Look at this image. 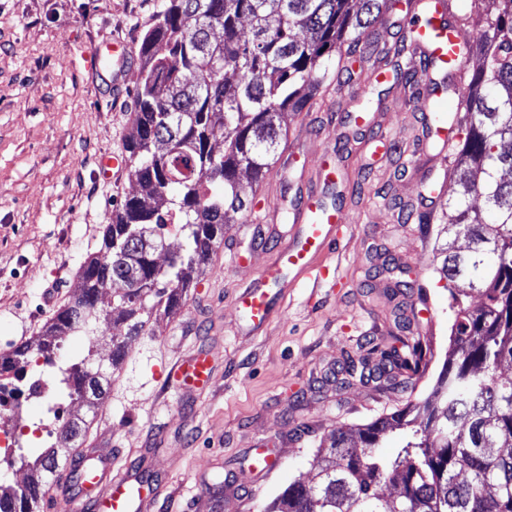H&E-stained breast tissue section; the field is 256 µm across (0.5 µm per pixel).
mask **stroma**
Masks as SVG:
<instances>
[{
    "mask_svg": "<svg viewBox=\"0 0 512 512\" xmlns=\"http://www.w3.org/2000/svg\"><path fill=\"white\" fill-rule=\"evenodd\" d=\"M159 0H0V354L41 331L68 303L77 274L101 246L113 210L135 193L131 171L98 180L107 152H124L134 97L113 102L106 88L112 64L90 76L83 55L98 38L137 44L154 23ZM390 18L360 39L361 70L347 88L311 99L287 118L288 142L315 155L335 152L337 189L348 224L334 254L337 283L288 292L283 314L265 330L244 335L237 294L260 260L231 261L253 244L251 224H230L224 242L174 317L126 337L122 363L103 409L62 399L72 417L89 423L81 443L133 453L159 473L163 491L152 512H263L289 483L306 478L332 429L354 428L402 409L410 396L429 394L450 345L448 290L436 266L448 239L440 219L456 185L447 163H434L421 103L404 80L368 86L365 72L385 66ZM369 109L391 147L373 151L357 139L353 114ZM328 185L312 168L259 185L276 208L266 230L277 236L282 214L308 189ZM429 213L431 224L416 214ZM111 330L71 336L54 363L80 361L89 348L107 357ZM428 340L434 359L407 389L395 373L350 378L345 368L393 337ZM206 348L214 385L202 394L170 384L164 368ZM282 450L280 466L240 496L200 505L196 482L236 478L246 451Z\"/></svg>",
    "mask_w": 512,
    "mask_h": 512,
    "instance_id": "35a3bbf8",
    "label": "stroma"
}]
</instances>
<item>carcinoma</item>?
<instances>
[{
    "instance_id": "obj_1",
    "label": "carcinoma",
    "mask_w": 512,
    "mask_h": 512,
    "mask_svg": "<svg viewBox=\"0 0 512 512\" xmlns=\"http://www.w3.org/2000/svg\"><path fill=\"white\" fill-rule=\"evenodd\" d=\"M487 2L476 61L460 75L469 93L454 163L466 169L444 215L468 247L447 242L436 268L451 299V350L427 397L334 429L308 480L289 484L263 512H512V178L503 177L512 171V0ZM393 8L392 0H163L136 45L141 77L126 152L139 192L113 213L74 298L14 350L16 379L49 393L55 378L26 366L49 361L59 340L100 322L133 336L177 313L224 243V225L248 220L241 176L256 184L272 173L285 113L303 111L323 88L332 58L341 85L360 36ZM178 235L181 251L157 264L155 253ZM115 284L112 306L98 305ZM370 353L413 377L428 365L419 339ZM61 374L70 398L103 405L109 379L96 354ZM52 412L56 443L18 456L27 482L0 485V512H37L58 449L80 436L79 422ZM394 431L403 444L385 457L379 448Z\"/></svg>"
}]
</instances>
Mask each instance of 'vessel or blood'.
I'll return each instance as SVG.
<instances>
[{"instance_id":"1","label":"vessel or blood","mask_w":512,"mask_h":512,"mask_svg":"<svg viewBox=\"0 0 512 512\" xmlns=\"http://www.w3.org/2000/svg\"><path fill=\"white\" fill-rule=\"evenodd\" d=\"M416 12L417 19L397 20L395 29L410 41L424 77H431L440 68L456 75L465 56L466 32L434 5L433 0H418ZM107 54L115 61L112 92L118 96L125 89V77L135 63V55L123 40L104 41L88 51L84 58L87 68L97 71ZM347 222L342 209H322L315 193H307L296 201L287 244L278 248L273 259L238 297V305L252 330H263L283 310L288 299L284 272H294L303 283L315 286L328 277L330 268L321 259L338 240ZM168 374L186 390L204 393L213 381L211 356L207 350H197L171 365ZM251 454L247 475L256 480L276 469L282 451L255 448ZM71 467L74 474L70 483L51 487V495L61 512H149L154 502L157 482L151 472L143 470L136 461L114 469L111 449H76Z\"/></svg>"}]
</instances>
